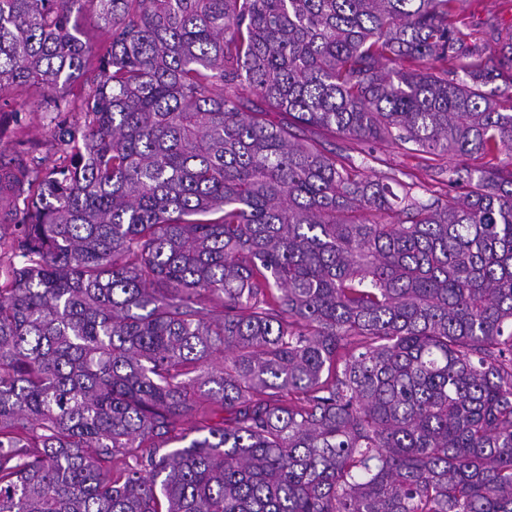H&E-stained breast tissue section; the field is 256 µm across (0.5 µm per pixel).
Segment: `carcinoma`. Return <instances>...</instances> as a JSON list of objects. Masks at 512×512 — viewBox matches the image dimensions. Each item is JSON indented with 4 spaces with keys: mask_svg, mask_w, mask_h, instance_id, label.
Returning a JSON list of instances; mask_svg holds the SVG:
<instances>
[{
    "mask_svg": "<svg viewBox=\"0 0 512 512\" xmlns=\"http://www.w3.org/2000/svg\"><path fill=\"white\" fill-rule=\"evenodd\" d=\"M71 2L0 0L1 96L99 71L35 101L80 115L58 163L0 164V512H512V161L467 163L512 151L483 90L512 31L461 0H85L95 50ZM308 126L458 158L466 192ZM72 22L75 21L80 32V38L83 42L97 46L105 37L108 28L104 23L97 19L85 5L76 3L72 6ZM374 155L378 158L377 161H369L361 166L366 167L363 169L364 176L374 179L375 175H379L380 172L401 171L413 173L419 178L415 179V181L421 182L425 186L422 187L423 189H429L442 194L448 192V173L444 175H426L418 166L419 159L407 154L398 146L394 144H378L375 146Z\"/></svg>",
    "mask_w": 512,
    "mask_h": 512,
    "instance_id": "carcinoma-1",
    "label": "carcinoma"
}]
</instances>
